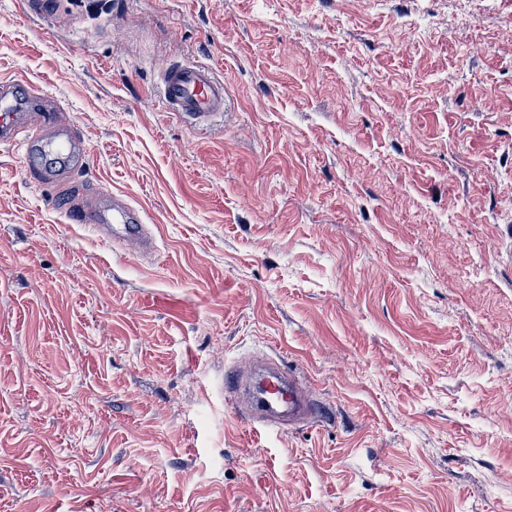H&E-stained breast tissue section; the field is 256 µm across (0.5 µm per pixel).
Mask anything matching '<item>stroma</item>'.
<instances>
[{
    "instance_id": "35a3bbf8",
    "label": "stroma",
    "mask_w": 512,
    "mask_h": 512,
    "mask_svg": "<svg viewBox=\"0 0 512 512\" xmlns=\"http://www.w3.org/2000/svg\"><path fill=\"white\" fill-rule=\"evenodd\" d=\"M0 0V78L88 165L0 145V512H512V0ZM231 106L166 112L172 59ZM142 205L150 258L69 223ZM305 372L253 430L224 377ZM23 89L33 107L20 112L17 94ZM48 112V114H47ZM54 112V113H51ZM48 100L45 94L23 80L0 82V144L23 150L28 177L37 183L57 181L60 173L43 165V157L56 156L59 169L75 173L87 163L88 151L79 127ZM21 114L24 117H21ZM34 149L38 153H34Z\"/></svg>"
}]
</instances>
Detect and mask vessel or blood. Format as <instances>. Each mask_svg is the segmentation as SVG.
I'll return each instance as SVG.
<instances>
[{"instance_id":"vessel-or-blood-1","label":"vessel or blood","mask_w":512,"mask_h":512,"mask_svg":"<svg viewBox=\"0 0 512 512\" xmlns=\"http://www.w3.org/2000/svg\"><path fill=\"white\" fill-rule=\"evenodd\" d=\"M162 103L179 118L206 122L224 114L227 94L224 83L212 69L200 62L178 60L161 75ZM0 144L22 149L28 177L37 183L56 180L58 172L73 173L87 163L88 151L79 127L39 89L23 80L0 82ZM54 154L58 169L44 165L43 158ZM69 221L98 229L108 226L113 241L146 254L155 247L148 235L143 212L121 199H113L111 214H104L91 201L70 202ZM233 408L249 414L259 429L308 421L314 402L307 384L293 371L277 363L265 366L256 383L247 376L233 375L225 382Z\"/></svg>"}]
</instances>
